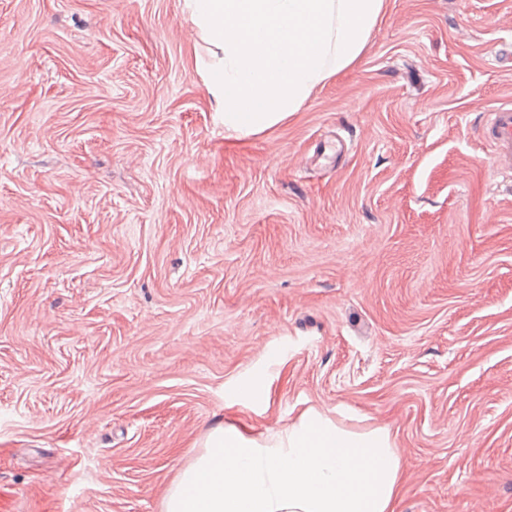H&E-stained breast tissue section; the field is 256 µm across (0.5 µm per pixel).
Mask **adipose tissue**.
<instances>
[{
  "label": "adipose tissue",
  "mask_w": 512,
  "mask_h": 512,
  "mask_svg": "<svg viewBox=\"0 0 512 512\" xmlns=\"http://www.w3.org/2000/svg\"><path fill=\"white\" fill-rule=\"evenodd\" d=\"M384 0H183L212 47L204 83L235 137L272 127L351 66ZM164 512H394L401 460L387 429L352 431L310 409L249 437L217 425Z\"/></svg>",
  "instance_id": "obj_1"
}]
</instances>
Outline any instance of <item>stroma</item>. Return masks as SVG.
<instances>
[{
  "label": "stroma",
  "mask_w": 512,
  "mask_h": 512,
  "mask_svg": "<svg viewBox=\"0 0 512 512\" xmlns=\"http://www.w3.org/2000/svg\"><path fill=\"white\" fill-rule=\"evenodd\" d=\"M511 42L385 0L235 140L182 0H0V512H163L217 423L310 407L389 429L397 512H512ZM482 139L492 149V162L498 173L511 180L512 103H501L491 111Z\"/></svg>",
  "instance_id": "stroma-1"
}]
</instances>
